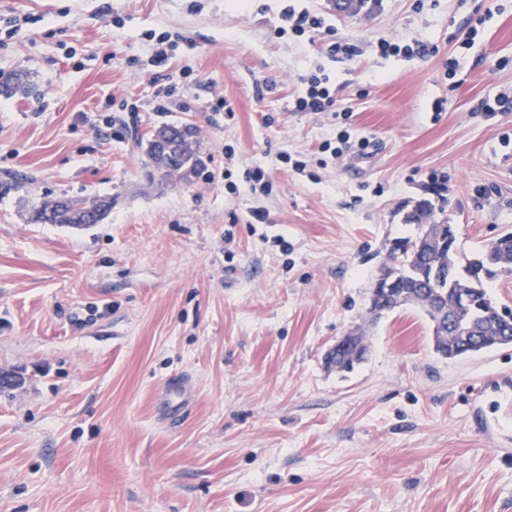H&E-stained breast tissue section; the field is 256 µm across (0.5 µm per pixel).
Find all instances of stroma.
Returning a JSON list of instances; mask_svg holds the SVG:
<instances>
[{"label": "stroma", "instance_id": "1", "mask_svg": "<svg viewBox=\"0 0 512 512\" xmlns=\"http://www.w3.org/2000/svg\"><path fill=\"white\" fill-rule=\"evenodd\" d=\"M289 5L326 31L277 34ZM17 14L0 41V73L29 84L0 95V512H512V345L448 359L418 308L369 314L420 203L468 254L512 231V109H477L512 92V0L353 17L327 0H0ZM164 32L178 43L151 76ZM331 34L357 54L329 57ZM320 65L365 153L322 151L335 120L290 111ZM164 123L194 127L198 175L137 148ZM93 195L112 199L101 223L30 220ZM354 330L365 361L328 367Z\"/></svg>", "mask_w": 512, "mask_h": 512}]
</instances>
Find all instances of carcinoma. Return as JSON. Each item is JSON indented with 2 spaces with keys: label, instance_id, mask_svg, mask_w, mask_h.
Returning a JSON list of instances; mask_svg holds the SVG:
<instances>
[{
  "label": "carcinoma",
  "instance_id": "carcinoma-1",
  "mask_svg": "<svg viewBox=\"0 0 512 512\" xmlns=\"http://www.w3.org/2000/svg\"><path fill=\"white\" fill-rule=\"evenodd\" d=\"M25 84L21 74L7 75L0 79V94L10 95ZM166 128L172 131L176 142L173 163L179 176L188 178L203 167V160L193 146L191 138L175 124ZM59 207L54 201L42 203L33 209L31 220L40 224H69L83 226L98 224L112 210V198H66ZM430 211V204L418 206L412 216L418 233L412 240L394 243L389 252L392 261L390 272L397 279V286L407 292L434 297L443 306H451L448 288H437L432 274L434 269L448 273V267L469 276L465 287L474 296L472 310L459 309L453 313L451 323L441 326L433 313L424 314L432 325V342L435 351H444L450 358L461 357L502 346L512 345V317L502 315L498 305L487 294L482 269L494 265L500 274H512V231L501 233L479 252L465 256L458 250L452 225L444 220L438 224H425L422 215Z\"/></svg>",
  "mask_w": 512,
  "mask_h": 512
}]
</instances>
